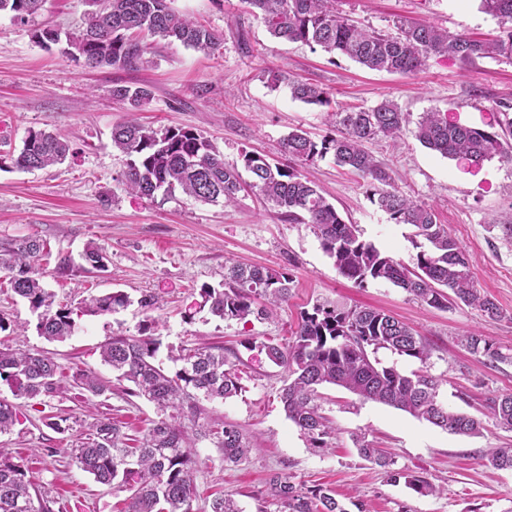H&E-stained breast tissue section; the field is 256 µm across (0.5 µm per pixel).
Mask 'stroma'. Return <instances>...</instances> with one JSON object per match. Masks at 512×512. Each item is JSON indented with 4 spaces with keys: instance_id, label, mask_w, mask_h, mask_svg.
Returning <instances> with one entry per match:
<instances>
[{
    "instance_id": "obj_1",
    "label": "stroma",
    "mask_w": 512,
    "mask_h": 512,
    "mask_svg": "<svg viewBox=\"0 0 512 512\" xmlns=\"http://www.w3.org/2000/svg\"><path fill=\"white\" fill-rule=\"evenodd\" d=\"M172 6L223 32L220 52L208 56L175 43L134 71L88 69L69 59L61 46L47 49L34 37L47 26L64 34L77 31L90 9L87 0H46L39 14L24 21L0 15V243L46 240L51 255L41 266L48 273L59 257H71L72 274L49 282L62 303L74 305L88 295L117 290L134 297L156 295L161 353L223 346L241 391L208 409L253 434L256 445L248 459L228 464L211 441L197 440L200 512L219 494L233 498L243 512H275L267 488L276 473L304 489L334 490L347 512H512V470L485 464L487 449L512 444V432L490 424L476 437L452 435L328 386L322 390V407L336 425V436L331 450L316 453L283 411V369L259 347L244 345L248 338L287 342L301 312L318 301L373 307L409 323L431 344L429 371L442 378L440 399L449 409L473 414L488 397L512 392V365L476 359L460 343L465 332L475 330L498 345L512 346V241L501 229L512 218V163L494 159L474 166L449 160L422 146L408 130L400 139L382 138L369 146L393 169L400 189L434 207L440 223L469 254L479 288L505 313L492 320L470 307H428L384 281L356 287L337 272L310 225L280 221L255 192H241L237 204L227 208L180 192L155 201L128 194L120 183L124 159L111 137L113 126L126 116L125 105L112 97L113 85H145L153 100L139 114L143 124L201 131L232 165L245 151L281 159L288 132L301 128L321 138L331 116L326 108L293 100L287 86L271 90L272 69L323 87L340 105L369 107L388 98L415 118L437 109L485 128L507 119L499 105L512 102V57L469 64L434 57L417 74L402 76L273 39L260 19L246 13L242 0H173ZM336 7L379 31L406 16L476 38L498 32L496 19L480 10L478 0H336ZM32 130L69 139L73 157L32 172L13 167L10 156ZM304 172L346 223L360 226L364 240L396 258H409L410 226L390 223L361 180L329 157ZM90 242L106 253L104 270L85 272L81 254ZM229 260L293 273L287 304L263 322L212 316L199 292L223 282ZM0 316L6 322L0 341L47 352L64 366L106 378L112 372L101 363L98 345L115 334L137 333L145 321L132 305L108 316L81 317L74 336L49 342L38 335L35 314L3 279ZM19 406L20 424L0 443L24 465L28 478L65 512H122L126 492L95 483L70 465L64 450L104 416L117 421L128 437L139 438L157 419L155 407L119 390L93 396L77 388L43 406L24 399ZM59 411L75 420L63 434L43 422ZM359 432L389 450L395 470L425 476L440 494L418 495L363 460L352 441Z\"/></svg>"
}]
</instances>
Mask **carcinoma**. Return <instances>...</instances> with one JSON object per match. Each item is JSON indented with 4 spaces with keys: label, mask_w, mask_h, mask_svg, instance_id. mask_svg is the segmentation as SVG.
<instances>
[{
    "label": "carcinoma",
    "mask_w": 512,
    "mask_h": 512,
    "mask_svg": "<svg viewBox=\"0 0 512 512\" xmlns=\"http://www.w3.org/2000/svg\"><path fill=\"white\" fill-rule=\"evenodd\" d=\"M45 0H0V12L23 20L38 13ZM96 9L86 13L79 34L68 40L66 54L88 68L133 70L149 62L152 44L178 42L187 48L215 53L224 44L221 32L179 14L171 0H90ZM248 12L261 20L269 34L291 42L319 47L328 54L345 55L373 71L414 75L432 57H448L463 63L477 58L512 56V0H480L481 9L498 20V35L478 40L465 31L450 33L431 23L400 18L390 32L359 25L337 11L335 0H242ZM288 82L291 98L308 105L328 106L329 92L301 80L269 71L273 89ZM112 98L137 112L150 104L146 86L115 84ZM332 132L315 140L294 130L282 140V151L303 164L328 156L337 166L356 173L370 201L394 224L408 225L415 253L409 261L396 259L364 240L355 224H348L321 188L291 165L244 152L242 167L224 163L216 144L191 128L152 129L128 118L112 129V145L126 157L121 174L124 189L155 199L180 190L197 201L233 206L244 185L257 192L275 215L290 224H309L322 250L334 261L338 273L362 288L371 281H386L431 308L444 310L463 304L491 319L504 317L498 304L471 275V260L459 242L438 222L436 211L404 194L388 167L375 158L368 144L379 138L398 137L409 123L407 113L390 99L370 107L334 111ZM427 149L451 160L479 166L496 157L512 160V143L494 127L462 124L445 112H425L414 130ZM74 151L70 142L51 132L31 131L20 152L11 157L21 170H39L63 163ZM50 255L48 243L37 238L12 242L0 248V273L11 291L37 314L38 335L62 342L74 335L73 309L56 302L45 272L38 267ZM90 268L102 270L107 256L96 246L84 249ZM295 278L286 270L229 262L224 283L202 286L200 295L210 312L223 320L262 322L275 308L288 302ZM132 304L122 291L90 295L80 302L82 315H107ZM154 319L138 334H119L98 346L104 365L114 378H104L79 367L70 369L42 353L14 348L0 342V381L18 399L43 402L70 385L93 396L112 391L117 384L134 385L131 394L153 403L160 412L136 448L128 445L122 426L102 417L79 444L64 449L76 467L95 482L116 491H128L123 512H195L197 454L188 431L211 438L224 453V462L238 463L252 451L250 438L240 426L211 417L204 401L225 402L241 391L233 365L224 348L205 346L169 351V370L158 359L161 346ZM462 346L475 358L512 362V353L487 337L469 332ZM267 359L287 373L281 401L286 416L305 437L308 448L324 452L332 448L336 429L324 415L320 389L340 387L362 402H374L404 411L450 434L475 436L485 429L483 418L512 432V393L487 399L481 415L451 411L439 401L443 379L427 369L432 349L409 324L374 308H352L317 303L304 312L294 339L285 344L261 343ZM419 361L421 368L407 372L397 365H383L379 350ZM18 406L0 399V435L20 423ZM359 454L383 469L390 478L405 483L421 496L440 493L426 477L391 469L390 452L358 435ZM497 470H512V448H495L486 456ZM270 495L279 512H347L335 492L313 486L298 488L288 477L269 480ZM47 493L27 479L23 465L0 448V512H53ZM209 512H242L230 497H216Z\"/></svg>",
    "instance_id": "1"
}]
</instances>
